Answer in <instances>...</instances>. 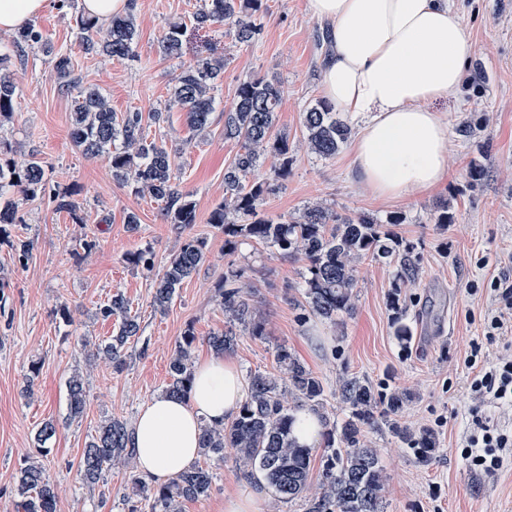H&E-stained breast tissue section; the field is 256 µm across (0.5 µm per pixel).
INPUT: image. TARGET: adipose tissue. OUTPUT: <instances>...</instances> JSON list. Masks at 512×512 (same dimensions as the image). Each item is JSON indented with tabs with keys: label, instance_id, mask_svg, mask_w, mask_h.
<instances>
[{
	"label": "adipose tissue",
	"instance_id": "obj_1",
	"mask_svg": "<svg viewBox=\"0 0 512 512\" xmlns=\"http://www.w3.org/2000/svg\"><path fill=\"white\" fill-rule=\"evenodd\" d=\"M328 25L321 92L363 125L350 168L383 201L419 196L447 175L449 127L433 101L454 98L473 52L454 0H308ZM246 398L237 363L198 361L187 399L144 404L132 433L137 469L162 483L199 457L203 423L229 420Z\"/></svg>",
	"mask_w": 512,
	"mask_h": 512
}]
</instances>
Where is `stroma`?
Listing matches in <instances>:
<instances>
[{
    "mask_svg": "<svg viewBox=\"0 0 512 512\" xmlns=\"http://www.w3.org/2000/svg\"><path fill=\"white\" fill-rule=\"evenodd\" d=\"M200 3L133 0L138 38L132 57L124 60L83 51L78 0L34 20L44 39L70 56L83 84L97 86L117 114L141 113L150 137L166 144L174 181L196 206V224L183 230L168 223L162 202L134 195L116 181L106 158L85 156L74 146L75 94L60 90L53 57L29 48L9 63L18 98L14 116L0 121V143L8 145L7 157L18 168L37 153L49 186L68 192L77 212L57 210L46 195L26 200L14 194L19 220L6 225L0 242V512H16L19 471L26 458L38 456L35 433L48 420L58 431L40 458L56 488V512H128L125 470L107 471L108 498L82 485L78 469L85 443L101 420L134 423L140 408L163 392L169 360L185 331L196 336L193 358L210 356L208 336L228 326L216 285L229 270L251 284L253 315L263 326L259 337L235 328L229 355L242 376L276 372L275 352L285 346L322 380L328 417L345 413L337 389L347 376L413 392L401 422L430 430L436 448L425 461L388 429L370 432L386 474L383 512H512V465L490 480L473 472L456 450L471 423L465 357L470 344L483 339L484 317L498 306L488 292L472 295L467 287L482 286L494 275L512 277V0H455L474 51L457 98L434 104L450 123L448 175L428 194L388 202L377 200L351 173V145L330 160L308 148L303 114L321 98L325 48L317 35L327 29L312 17L308 0H262V32L252 44L238 43L231 26L215 25L188 30L182 56L162 55L158 42L170 23L188 19ZM211 53L223 57L224 77L212 123L196 134L185 113L171 105V88L184 65ZM253 77L280 87L276 129L287 135L293 157L287 179L278 181L277 157L263 156L255 177L275 180L276 189L266 196L262 215L285 221L317 204L382 222L401 216L396 230L415 245L420 267L406 293L408 342L395 336L388 306L395 267L361 261L354 309L332 322L300 308L303 258H285L244 239L227 248L223 231L209 224L211 210L224 198V170L240 149L224 136V113L239 83ZM157 111L164 120L156 124L151 115ZM475 162L485 174L474 183L468 170ZM443 201L453 216L445 226L431 220ZM131 212L139 218L134 230L125 222ZM190 237L202 242L206 261L168 308L157 310L155 280ZM17 239L32 244L26 261L10 248ZM144 249L154 254L152 269L127 263L128 254ZM118 293L141 327L126 346L119 372L105 359H90L86 350L117 332L118 318H103L99 309ZM64 305L70 310L66 320L59 314ZM76 372L83 376L87 405L82 417L72 419L66 382ZM29 376L34 386L28 396L22 389ZM213 471L208 498L183 503V512H221L227 497L248 489L257 493L261 512H303L301 502L277 501L263 485L244 479L234 454Z\"/></svg>",
    "mask_w": 512,
    "mask_h": 512,
    "instance_id": "obj_1",
    "label": "stroma"
}]
</instances>
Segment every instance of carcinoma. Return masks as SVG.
Masks as SVG:
<instances>
[{"instance_id":"carcinoma-1","label":"carcinoma","mask_w":512,"mask_h":512,"mask_svg":"<svg viewBox=\"0 0 512 512\" xmlns=\"http://www.w3.org/2000/svg\"><path fill=\"white\" fill-rule=\"evenodd\" d=\"M261 7L262 0H203L192 21L201 28L229 24L236 39L248 44L261 32L255 18ZM77 26L88 54L123 59L133 52L137 28L130 12L112 16L102 27L81 16ZM184 29L181 22L169 25L159 41L163 55L179 54ZM11 46H35L48 55L53 53L51 44L32 25L13 35ZM8 60L9 54H0V117L6 119L12 116L18 96L17 84L7 69ZM55 70L65 89H79L72 109L73 144L88 156H107L113 176L132 193H147L164 202L170 223L180 227L196 223L195 205L173 182L170 151L164 143L148 140L141 113L120 116L113 112L97 87L84 86L76 80L70 58L56 57ZM223 74L224 59L210 58L187 65L176 77L172 103L186 112L191 131H203L211 124L214 90ZM280 104V88L271 81L253 78L238 85L234 105L224 113V135L242 141L241 151L224 170V200L212 209L209 223L229 237L268 244L284 257L304 256L306 303L312 313L328 320L352 312L360 260L396 266L397 281L389 295V307L394 312L395 335L405 338L409 327L403 322L406 299L402 288L417 279L419 266L414 245L391 229L401 223L400 216L390 217L384 225L372 217L341 215L319 205L305 208L290 221L274 222L260 214L271 184L252 181L250 177L261 157L267 152L278 157V179L288 175L292 162L288 138L274 134ZM303 123L310 150L324 159L336 156L352 133L351 127L324 101L304 112ZM12 188L25 197L46 192L42 161L33 156L20 172L0 165V198ZM204 261L203 244L186 240L155 281L154 306L165 310L177 289ZM240 278L239 272L231 270L217 288L230 324L227 330L208 338L218 354L234 345L236 324H249L252 335H263L261 326L252 321L251 292ZM100 313L105 318H120L118 331L108 342L98 345L97 354L108 358L113 369L121 370L126 364L125 347L139 336L140 324L128 315L127 302L121 294L112 296ZM195 341L193 332H186L171 357L164 390L170 397L184 399L189 393ZM275 358L279 372L250 374L249 395L231 420L203 424L200 448L206 463L198 462L168 482L152 487L139 475L129 473L133 494L147 501L151 512H182L183 502L208 497L214 479L209 461H223L228 448L234 451L244 479L264 483L282 502L301 501L304 512H383L385 473L379 450L367 441L368 431L379 429L384 422L411 448L426 453L435 447L431 433L415 432L398 421L410 399L408 392L398 388L378 390L364 378H345L339 385V394L347 414L334 422L322 419L320 470L317 482H312L313 449L299 444L294 437L295 413L306 405L314 410L322 407L324 386L288 348H280ZM67 393L69 417H81L86 408V390L80 374L70 376ZM56 433L54 421L41 425L36 433V443L41 445L39 453L48 452L42 444ZM135 456L126 421L106 419L83 448L81 481L93 488L104 482L109 468L127 465ZM18 492L22 512H56L54 485L39 462L29 461L20 468Z\"/></svg>"}]
</instances>
